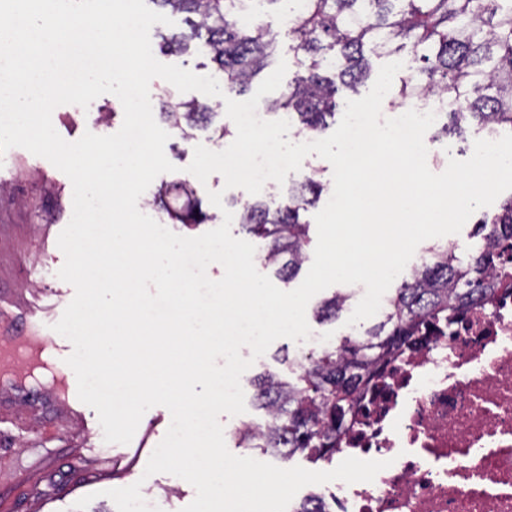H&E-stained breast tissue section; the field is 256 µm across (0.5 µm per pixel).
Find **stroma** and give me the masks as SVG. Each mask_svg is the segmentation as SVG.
Returning <instances> with one entry per match:
<instances>
[{"label": "stroma", "mask_w": 512, "mask_h": 512, "mask_svg": "<svg viewBox=\"0 0 512 512\" xmlns=\"http://www.w3.org/2000/svg\"><path fill=\"white\" fill-rule=\"evenodd\" d=\"M275 34L278 58L284 59L288 69L285 82H292L300 69L303 54L289 35L284 23L282 7L267 11L263 18ZM124 118L119 99L111 94L96 98L89 108L66 104L58 106L52 114L53 125L66 141L78 140L84 132L110 135L117 132ZM482 131L470 130L466 138L439 134L429 129L425 137L433 152L427 165L434 173L443 172L449 159H468L476 139ZM165 155L173 164L171 172L157 176L138 201L141 212L152 216L158 207L152 200L159 188L173 181L186 178V168L193 159V150L185 149L177 135H170L165 144ZM316 175L324 191L315 205L304 211L302 218L313 221L332 196L333 168L317 156H307L299 171L289 173L285 185L267 182L259 195L249 194L241 188L225 189L220 174H212L207 182H194L196 196L208 219L193 227L172 225V232L196 237L221 225L223 209H231L234 221L231 233L239 239H247L239 221L241 206L255 199L273 204L284 201L288 188L301 182L308 175ZM222 191V207L213 206L209 192ZM73 213V188L70 179L45 158L33 155L21 147L9 149L0 157V300L9 301L13 314L0 319V337L20 328V309L32 300L34 289H42L41 302L53 312H60L74 297L73 287L61 280L57 272L64 263V255L57 245L60 232L67 226ZM301 347L288 338L274 341L260 358L246 370V411L236 416L220 415L225 434L229 439L228 450L236 445L230 436L243 424L261 425L266 421L263 410L255 402V390L249 379L265 370H273L285 378H292L288 365L282 364V356L297 358ZM0 411L24 418L34 428L54 423L56 440L49 451L33 452L28 434L16 427H9L0 435V512H74L73 506L82 497H90L91 512H115L114 502L105 497L108 489L140 484L143 499L160 508L161 512H182L196 496L194 487L187 481L165 473L149 476L140 482L146 464L162 441L171 414L165 407L155 406L142 417L131 443L126 445L105 442L96 411L88 405H80L67 420H58L55 410L42 409L39 415H31L25 403L7 394H0Z\"/></svg>", "instance_id": "obj_1"}]
</instances>
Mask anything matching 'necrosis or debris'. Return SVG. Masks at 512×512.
I'll use <instances>...</instances> for the list:
<instances>
[{
  "mask_svg": "<svg viewBox=\"0 0 512 512\" xmlns=\"http://www.w3.org/2000/svg\"><path fill=\"white\" fill-rule=\"evenodd\" d=\"M449 327L431 321L363 390L328 460L373 481L318 485L329 512H512V264Z\"/></svg>",
  "mask_w": 512,
  "mask_h": 512,
  "instance_id": "necrosis-or-debris-1",
  "label": "necrosis or debris"
}]
</instances>
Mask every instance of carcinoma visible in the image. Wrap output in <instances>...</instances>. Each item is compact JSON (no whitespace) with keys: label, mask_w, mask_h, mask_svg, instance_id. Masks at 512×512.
<instances>
[{"label":"carcinoma","mask_w":512,"mask_h":512,"mask_svg":"<svg viewBox=\"0 0 512 512\" xmlns=\"http://www.w3.org/2000/svg\"><path fill=\"white\" fill-rule=\"evenodd\" d=\"M158 12L183 13L187 28L162 37L169 52L201 51L217 64L224 90L246 97L253 80L271 67L276 36L258 21L260 7L280 0H150ZM288 32L303 53V70L270 109L298 119L311 135L336 117V83L359 93L369 73L366 52L399 58L408 49L417 71L400 77L399 96L425 93L448 99L445 134L471 128H512V0H303L285 16ZM222 103L191 99L162 103L163 120L181 133L206 128ZM323 185L308 177L274 210L261 202L242 206V227L265 241V264L284 282L307 261L309 225L301 212L319 198ZM173 222L200 224L201 210H170ZM479 245L468 260L452 241L427 248L429 259L386 299L383 320L356 337L346 336L308 363H296L297 382L266 371L252 379L259 407L269 420L233 433L236 447L260 448L284 459L304 453L317 460L336 452L347 417L370 379L430 319L463 313L492 294L498 269L512 260V196L478 224ZM352 298L335 291L317 307L318 321L334 320Z\"/></svg>","instance_id":"cac0c4a2"}]
</instances>
